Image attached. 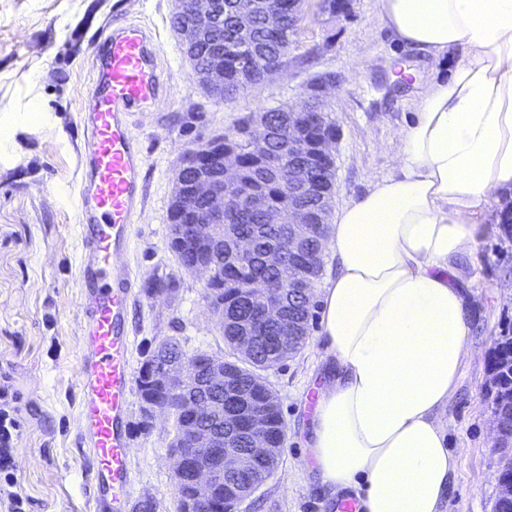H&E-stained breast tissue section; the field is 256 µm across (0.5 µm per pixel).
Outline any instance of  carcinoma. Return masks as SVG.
Listing matches in <instances>:
<instances>
[{
	"label": "carcinoma",
	"instance_id": "obj_1",
	"mask_svg": "<svg viewBox=\"0 0 512 512\" xmlns=\"http://www.w3.org/2000/svg\"><path fill=\"white\" fill-rule=\"evenodd\" d=\"M298 0H270L282 13L279 24L268 26L266 12L255 14L251 26L243 28L235 12L233 0L217 3L219 19L196 45L191 54L202 72L217 71L220 81L208 90L222 98L247 86L262 82L274 64H288V47L294 29L288 22V4ZM259 119L267 128L266 150L257 152L246 140L249 123ZM304 134L301 153L310 157L301 167L300 183L310 185L313 192L299 199L312 207L319 196L332 197L334 192V161L316 156L322 138L336 134L331 113H321V120L311 124L304 112H288L271 108L240 119L227 132L211 139L214 146L204 151L190 149L185 158L187 174L175 185L169 208V223L184 225L183 233L171 229L169 248L184 272L189 273L198 261L213 267L209 303L220 316L224 340L240 351V343L251 349L236 361L224 362V409L238 413L234 427L228 429L235 442L222 453L240 460L234 469L216 462L204 448H194L186 439L190 418L174 409L175 433L169 443L172 452L201 462L213 471V499L222 512H234L239 501L250 495L255 484L262 483L278 466L285 441V424L277 396L267 387L261 372L296 354L310 335L313 317L314 288L321 277V265L312 266L310 253L326 249L329 212L312 215V230L302 240L288 236L285 225L267 224L257 211L240 208L224 215V224L208 223L203 204L197 202L187 209L188 183L196 175L216 176L224 170V158L233 153L242 169V186L265 198L272 207L288 205V191L282 189L268 169L288 161V137ZM242 238L252 242L251 255L244 259L238 251ZM202 240L211 242V249L197 247ZM279 250L280 265L267 263V255ZM275 300L282 320L269 321L263 312L264 303ZM184 350L173 341L162 342L154 371H162L168 362L180 358ZM488 398L499 424L497 452L500 454L498 486L512 487V326L500 331L489 359ZM260 414L265 420L263 446L252 444L248 419ZM179 506L193 496L191 468H186L175 485Z\"/></svg>",
	"mask_w": 512,
	"mask_h": 512
}]
</instances>
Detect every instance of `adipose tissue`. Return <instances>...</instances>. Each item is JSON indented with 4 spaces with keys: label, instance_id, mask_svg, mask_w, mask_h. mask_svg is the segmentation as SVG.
I'll use <instances>...</instances> for the list:
<instances>
[{
    "label": "adipose tissue",
    "instance_id": "1",
    "mask_svg": "<svg viewBox=\"0 0 512 512\" xmlns=\"http://www.w3.org/2000/svg\"><path fill=\"white\" fill-rule=\"evenodd\" d=\"M381 27L448 78L421 92L388 175L344 204L321 297L324 379L307 446L328 497L442 512L457 468L442 418L471 351L456 281L481 208L512 189V0H377Z\"/></svg>",
    "mask_w": 512,
    "mask_h": 512
}]
</instances>
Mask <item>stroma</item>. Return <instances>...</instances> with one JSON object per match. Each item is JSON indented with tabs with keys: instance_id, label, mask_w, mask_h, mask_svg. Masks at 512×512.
I'll use <instances>...</instances> for the list:
<instances>
[{
	"instance_id": "1",
	"label": "stroma",
	"mask_w": 512,
	"mask_h": 512,
	"mask_svg": "<svg viewBox=\"0 0 512 512\" xmlns=\"http://www.w3.org/2000/svg\"><path fill=\"white\" fill-rule=\"evenodd\" d=\"M115 0H0V376L17 400L23 431L15 443V492L29 512H86L80 491L82 449L75 366L80 241L72 203L79 177L78 114L93 75V42L112 23ZM171 0H137L126 14L158 34L157 64L169 80L157 107L137 113L132 132L147 152L145 210L127 261L139 286L130 303L132 363L172 337L190 353L233 354L211 316L199 277L182 272L169 249V206L187 151L222 135L252 112L294 105L322 74L335 75L325 104L338 139L335 206L361 195L391 172L392 153L416 110L422 85L447 78L456 63L439 65L396 43L377 22V0H306L291 38L288 65L241 89L231 102L210 95L192 77L183 41L172 28ZM410 70L408 81L395 74ZM39 108L40 121L23 115ZM489 205L474 227L475 249L462 262L471 309L474 354L461 367L443 419L445 441L457 455L453 489L442 512H492L499 455L494 416L485 398L488 362L501 328L512 323V241ZM175 283L172 297L145 293L158 280ZM313 324L295 357L264 373L280 401L286 440L276 471L235 512H330L309 469L308 426L327 368ZM129 456L132 502L176 512L174 461L168 447L172 416L143 422L131 395Z\"/></svg>"
}]
</instances>
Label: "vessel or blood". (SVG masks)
Returning a JSON list of instances; mask_svg holds the SVG:
<instances>
[{
  "label": "vessel or blood",
  "mask_w": 512,
  "mask_h": 512,
  "mask_svg": "<svg viewBox=\"0 0 512 512\" xmlns=\"http://www.w3.org/2000/svg\"><path fill=\"white\" fill-rule=\"evenodd\" d=\"M152 32L138 23L109 27L94 46L92 96L79 116L83 139L74 198L81 258L79 392L83 498L90 512H121L131 494L128 331L135 280L123 258L145 205L146 154L132 131L136 111L165 86Z\"/></svg>",
  "instance_id": "b4317fda"
}]
</instances>
